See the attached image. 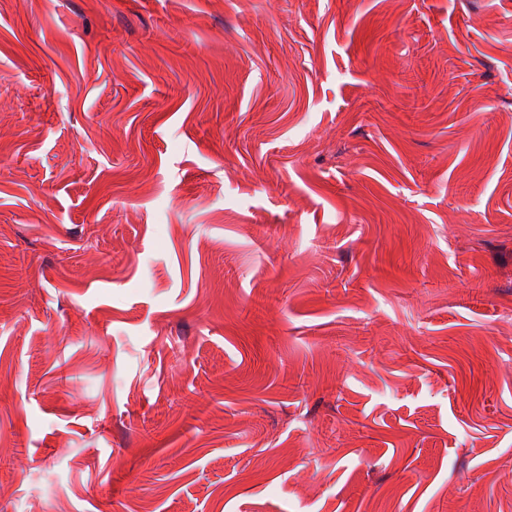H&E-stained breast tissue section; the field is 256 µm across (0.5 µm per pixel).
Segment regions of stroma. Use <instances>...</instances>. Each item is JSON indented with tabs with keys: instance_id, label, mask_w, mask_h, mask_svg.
<instances>
[{
	"instance_id": "obj_1",
	"label": "stroma",
	"mask_w": 512,
	"mask_h": 512,
	"mask_svg": "<svg viewBox=\"0 0 512 512\" xmlns=\"http://www.w3.org/2000/svg\"><path fill=\"white\" fill-rule=\"evenodd\" d=\"M0 512H512V0H0Z\"/></svg>"
}]
</instances>
